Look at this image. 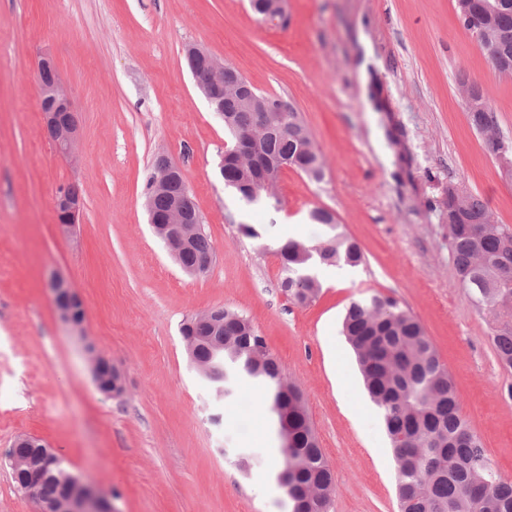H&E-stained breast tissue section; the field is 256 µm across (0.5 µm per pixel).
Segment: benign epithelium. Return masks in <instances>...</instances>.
Here are the masks:
<instances>
[{"mask_svg": "<svg viewBox=\"0 0 512 512\" xmlns=\"http://www.w3.org/2000/svg\"><path fill=\"white\" fill-rule=\"evenodd\" d=\"M263 21L272 26H279L286 20L285 0H269L261 6ZM186 59L198 88L203 92L211 108L218 107L224 88L228 87L245 93V99L254 106L258 117L265 112H286L288 106L271 105L263 96L256 93L254 87L233 67L224 64L207 51L195 46L186 49ZM37 72L53 73L52 82L39 86L40 110L48 134L58 153L64 157H76L79 148V127L71 92L64 87L59 77L54 75L55 65L52 58L41 56L37 60ZM474 84L466 82L460 86V95L469 112H480L484 109L482 100L473 96ZM251 134L236 131L231 144L224 145V154L219 156L217 167L224 173L228 161L233 158L244 159L249 152ZM183 170L179 164L171 161L165 154L157 156L155 187L160 190L167 178L181 175ZM466 193L456 187H448V223H457V217L465 205ZM83 199L78 192H63L54 201L56 224L59 231L69 236L79 223L83 212ZM50 292L61 318L73 327L78 326L75 319L76 307L81 299L71 284L64 278L54 274L50 279ZM92 362L93 379L98 389L108 396H117L124 391V377L121 370L103 358L92 343L85 346ZM72 491L57 500H38L39 512H115L112 495L98 486L72 473L67 476Z\"/></svg>", "mask_w": 512, "mask_h": 512, "instance_id": "7a95c632", "label": "benign epithelium"}]
</instances>
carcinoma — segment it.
Masks as SVG:
<instances>
[{"instance_id":"obj_1","label":"carcinoma","mask_w":512,"mask_h":512,"mask_svg":"<svg viewBox=\"0 0 512 512\" xmlns=\"http://www.w3.org/2000/svg\"><path fill=\"white\" fill-rule=\"evenodd\" d=\"M483 16L484 33L475 36L486 58L497 59V74H512V0H474ZM290 113L271 112L266 127L256 132L257 163L229 177L259 184L281 162L290 163L312 182L324 176V161L293 106ZM224 114L232 119L228 133L254 125L253 113L232 95L224 97ZM478 131L497 128L491 105L470 118ZM146 197L163 219L173 202H180L191 223L199 211L182 178H172L162 192L154 176ZM314 224L326 228V238L307 247L290 240L281 250V288L296 304L314 301L321 290L314 273L319 265L356 267L364 256L359 245L340 230L334 214L323 208L309 212ZM485 204L467 195L464 223L449 229L456 270L493 317H499L500 295L494 284L512 279V248L505 249L504 228L489 223ZM213 247L199 229L175 258L182 271L196 270ZM222 322L212 324L196 315L181 333L192 337L191 361L215 384V396L229 398L242 377L261 382L277 425L288 421V438L279 448V484L288 489L291 512H328L334 478L310 423L301 390L284 379L279 363L266 351L264 337L243 316L219 308ZM342 332L351 345L364 388L378 407L397 462L399 512H512V482L491 467L481 441L460 412V400L448 370L422 325L392 297L374 294L352 301ZM494 343L504 367L512 369V320L500 321ZM43 477L39 496L53 499L62 492L66 468L53 459L40 460Z\"/></svg>"}]
</instances>
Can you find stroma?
I'll use <instances>...</instances> for the list:
<instances>
[{
  "label": "stroma",
  "instance_id": "obj_1",
  "mask_svg": "<svg viewBox=\"0 0 512 512\" xmlns=\"http://www.w3.org/2000/svg\"><path fill=\"white\" fill-rule=\"evenodd\" d=\"M287 12L282 27L248 0H0V454L18 436L42 439L110 490L115 512L291 510L274 418L257 410L262 385L245 378L216 398L188 355L183 322L215 307L249 319L302 391L335 478L328 512H398L382 416L342 333L349 303L373 294L420 321L493 468L512 480V371L460 281L447 222L455 185L512 231V177L458 95L461 80L481 85L512 144V80L492 71L453 0H287ZM190 45L292 103L326 162L321 182L282 169L275 208L225 187L230 135L196 87ZM44 53L73 94L74 163L43 127ZM160 153L182 167L212 242L204 275L183 273L148 223ZM67 187L85 207L65 237L53 200ZM315 207L365 261L301 306L281 288L278 248L323 237ZM54 274L82 298L81 329L58 315ZM89 342L121 369V396L97 390Z\"/></svg>",
  "mask_w": 512,
  "mask_h": 512
}]
</instances>
